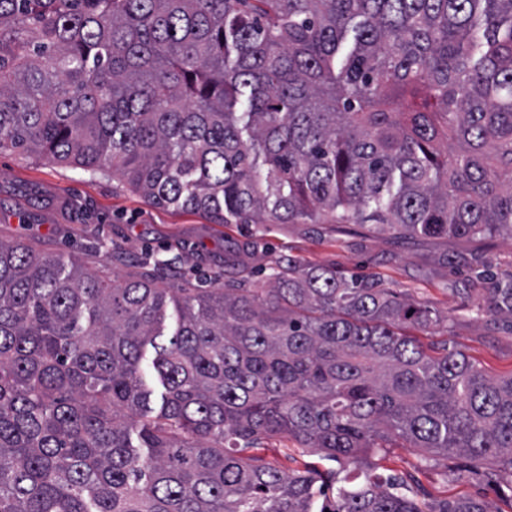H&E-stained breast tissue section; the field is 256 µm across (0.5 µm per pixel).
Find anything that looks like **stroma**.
<instances>
[{"label": "stroma", "instance_id": "obj_1", "mask_svg": "<svg viewBox=\"0 0 512 512\" xmlns=\"http://www.w3.org/2000/svg\"><path fill=\"white\" fill-rule=\"evenodd\" d=\"M0 240L31 242L88 269L98 268L96 247L103 240L117 252L114 266L123 273L154 253L170 260L158 276L175 288L223 278L241 265L259 276L279 255H294L348 277L378 278L393 292L433 307L448 321L449 345L489 374L512 371V324L474 311L487 286L480 269L512 271V239L505 236L411 240L357 224H281L268 231L258 224H211L197 214L156 207L111 177L6 150L0 152ZM260 454L285 470L306 463L340 473L354 467L402 479L421 499L465 494L491 512H512L506 481L482 460L438 456L427 463L400 442L366 450L353 463L322 460L291 441H267ZM461 466L466 480L452 481L449 469Z\"/></svg>", "mask_w": 512, "mask_h": 512}]
</instances>
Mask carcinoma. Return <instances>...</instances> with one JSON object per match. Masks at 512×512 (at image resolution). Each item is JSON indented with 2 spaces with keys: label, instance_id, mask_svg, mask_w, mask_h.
<instances>
[{
  "label": "carcinoma",
  "instance_id": "cac0c4a2",
  "mask_svg": "<svg viewBox=\"0 0 512 512\" xmlns=\"http://www.w3.org/2000/svg\"><path fill=\"white\" fill-rule=\"evenodd\" d=\"M0 150L211 224L512 237V0H0ZM269 270L167 288L0 240V512H490L245 454L512 473V372L377 279ZM483 307L512 322V273Z\"/></svg>",
  "mask_w": 512,
  "mask_h": 512
}]
</instances>
